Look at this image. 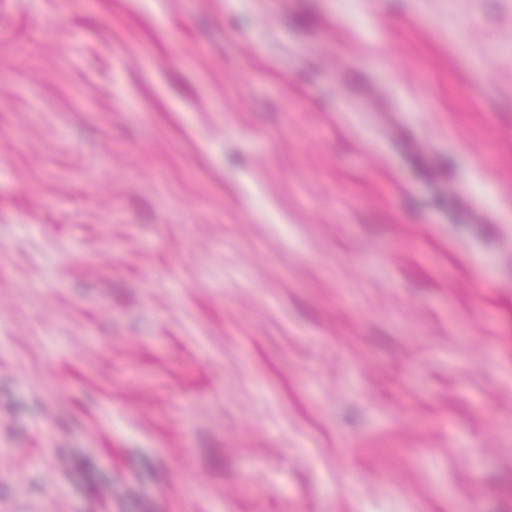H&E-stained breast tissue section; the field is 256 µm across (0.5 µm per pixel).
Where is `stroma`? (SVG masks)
<instances>
[{"label":"stroma","mask_w":512,"mask_h":512,"mask_svg":"<svg viewBox=\"0 0 512 512\" xmlns=\"http://www.w3.org/2000/svg\"><path fill=\"white\" fill-rule=\"evenodd\" d=\"M0 512H512V0H0Z\"/></svg>","instance_id":"1"}]
</instances>
